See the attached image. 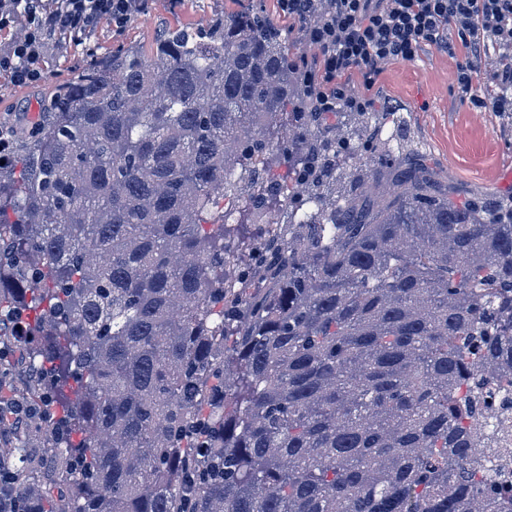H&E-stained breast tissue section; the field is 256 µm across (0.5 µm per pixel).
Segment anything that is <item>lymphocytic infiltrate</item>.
I'll return each instance as SVG.
<instances>
[{
	"label": "lymphocytic infiltrate",
	"instance_id": "lymphocytic-infiltrate-1",
	"mask_svg": "<svg viewBox=\"0 0 512 512\" xmlns=\"http://www.w3.org/2000/svg\"><path fill=\"white\" fill-rule=\"evenodd\" d=\"M149 0H0V74L16 84L43 77L41 59L58 36L101 20L122 27ZM281 13L303 20V35L320 53L318 99L325 111L345 100L343 78L358 73L364 88L385 66L414 60L424 47L463 52L452 87L480 109L512 113V0H278ZM496 64L490 98L473 95L478 72Z\"/></svg>",
	"mask_w": 512,
	"mask_h": 512
}]
</instances>
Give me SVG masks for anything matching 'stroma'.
<instances>
[{
    "mask_svg": "<svg viewBox=\"0 0 512 512\" xmlns=\"http://www.w3.org/2000/svg\"><path fill=\"white\" fill-rule=\"evenodd\" d=\"M231 5L232 0H152L147 12L132 16L123 27L101 21L91 41L102 56L119 40L148 52L166 26L198 28ZM77 56L61 38L42 60L40 83L17 85L0 76V128L23 138L27 126L41 118L50 88L68 77ZM462 60L459 54L425 48L415 60L387 65L374 90L400 108L442 184L463 197L489 190L511 193L512 121L497 112L476 111L451 90L452 73Z\"/></svg>",
    "mask_w": 512,
    "mask_h": 512,
    "instance_id": "1",
    "label": "stroma"
}]
</instances>
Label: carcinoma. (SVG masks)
Segmentation results:
<instances>
[{"label":"carcinoma","instance_id":"carcinoma-1","mask_svg":"<svg viewBox=\"0 0 512 512\" xmlns=\"http://www.w3.org/2000/svg\"><path fill=\"white\" fill-rule=\"evenodd\" d=\"M302 27L89 46L4 137L21 512H512V199L441 185L384 100L323 111Z\"/></svg>","mask_w":512,"mask_h":512}]
</instances>
